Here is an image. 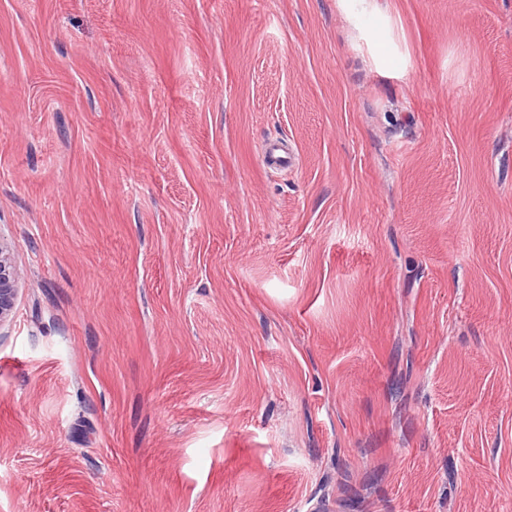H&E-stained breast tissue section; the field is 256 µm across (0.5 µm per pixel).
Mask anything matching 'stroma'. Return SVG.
<instances>
[{
  "label": "stroma",
  "mask_w": 512,
  "mask_h": 512,
  "mask_svg": "<svg viewBox=\"0 0 512 512\" xmlns=\"http://www.w3.org/2000/svg\"><path fill=\"white\" fill-rule=\"evenodd\" d=\"M0 240V512H512V0H0ZM17 277L7 247L0 242V328L13 313L18 297Z\"/></svg>",
  "instance_id": "stroma-1"
}]
</instances>
